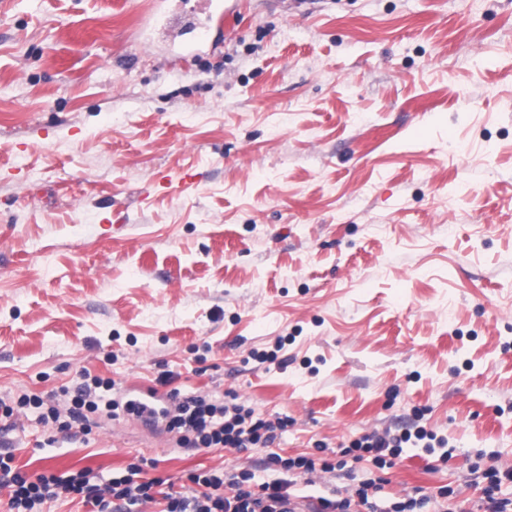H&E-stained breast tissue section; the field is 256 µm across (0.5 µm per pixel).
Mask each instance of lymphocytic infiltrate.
I'll return each instance as SVG.
<instances>
[{
    "mask_svg": "<svg viewBox=\"0 0 512 512\" xmlns=\"http://www.w3.org/2000/svg\"><path fill=\"white\" fill-rule=\"evenodd\" d=\"M115 386L112 379L81 373L68 392L70 420L83 421L86 413L101 409L111 415L118 411L126 415L156 414L165 421L168 430L178 433L180 444L239 452L269 447L288 426L287 419L272 422L256 415L253 409L219 403L200 395L172 397L170 405L161 409L133 398L120 402L111 397ZM428 436V431L422 428L398 434L366 435L345 448L344 453L355 462L361 461L364 455H372L374 464L383 468L387 465L386 451ZM269 462L280 467L281 477L263 482L255 489L249 486V476L244 472L191 475L194 488L189 493L162 492L161 498L166 503L164 512H301L303 504L294 492L298 483L309 480L316 471L327 473L335 469L332 463H319L306 456L284 459L273 454ZM156 485L153 479L136 482L131 474L105 481L90 469L68 476L42 474L32 479L13 467L11 456L0 455V489L9 491L10 512H40L47 498L72 493L81 496L96 512H112V502L116 499L121 502V512H140L142 504L152 501L151 490ZM380 489L376 483L352 495L331 490L329 495L317 498L315 512H384L373 497Z\"/></svg>",
    "mask_w": 512,
    "mask_h": 512,
    "instance_id": "lymphocytic-infiltrate-1",
    "label": "lymphocytic infiltrate"
}]
</instances>
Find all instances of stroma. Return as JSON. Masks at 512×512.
Returning a JSON list of instances; mask_svg holds the SVG:
<instances>
[{
	"label": "stroma",
	"instance_id": "35a3bbf8",
	"mask_svg": "<svg viewBox=\"0 0 512 512\" xmlns=\"http://www.w3.org/2000/svg\"><path fill=\"white\" fill-rule=\"evenodd\" d=\"M203 18L0 0V394L87 371L290 424L267 449L193 450L28 409L0 418V454L184 492L422 426L446 448L300 494L447 486L475 512L473 467L512 468V0H236L214 48Z\"/></svg>",
	"mask_w": 512,
	"mask_h": 512
}]
</instances>
